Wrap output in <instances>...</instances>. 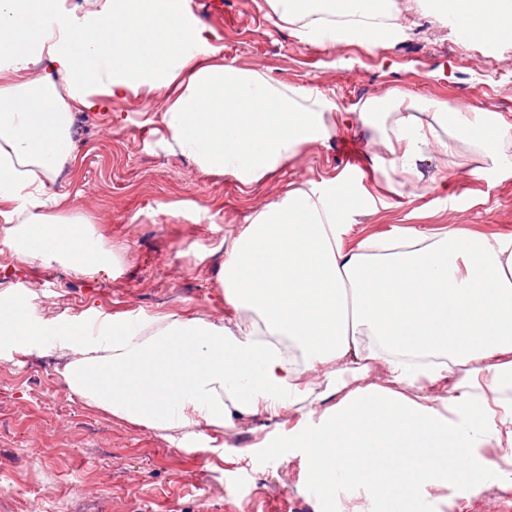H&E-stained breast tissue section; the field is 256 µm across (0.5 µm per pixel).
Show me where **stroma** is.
I'll list each match as a JSON object with an SVG mask.
<instances>
[{
	"mask_svg": "<svg viewBox=\"0 0 512 512\" xmlns=\"http://www.w3.org/2000/svg\"><path fill=\"white\" fill-rule=\"evenodd\" d=\"M193 25L224 48L226 61L280 83L316 89L348 108L401 88L512 122V41L488 52L481 40L453 44L420 0H404L406 34L376 50L301 43L264 0H186ZM155 95L117 99L108 112H78L77 161L54 184L72 205L98 217L96 238L121 250L117 273L82 276L68 260L29 267L0 245V294L27 300L36 315L72 322L98 314L171 312L225 317L219 281L224 239L288 189L339 178L376 200L356 217L349 242L453 224L489 237L512 235V177L479 181L437 155L420 163L416 195L389 170L374 169L372 131L338 126L330 142L308 146L269 179L240 188L171 153L162 132L140 125ZM352 143L361 161L345 165ZM300 416H243L214 449L189 451L156 432L71 397L51 355L0 354V512H356L355 498L310 497L306 463L279 447ZM480 492L454 484L431 492L425 512H512V463L497 448Z\"/></svg>",
	"mask_w": 512,
	"mask_h": 512,
	"instance_id": "35a3bbf8",
	"label": "stroma"
}]
</instances>
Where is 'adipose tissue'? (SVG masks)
Masks as SVG:
<instances>
[{
  "mask_svg": "<svg viewBox=\"0 0 512 512\" xmlns=\"http://www.w3.org/2000/svg\"><path fill=\"white\" fill-rule=\"evenodd\" d=\"M266 2L307 44L374 50L404 35L377 22L381 0H327V17L302 26L308 0ZM446 3L486 45L512 35V0ZM86 4L83 24L54 27L55 0H0V242L25 263L65 257L91 274L110 259L88 236L90 217L48 192L76 161L74 110L158 94L163 108L143 127L161 126L172 151L244 188L331 141L335 103L225 62L183 0ZM355 114L380 132L402 184L431 150L472 178L512 177V124L485 111L396 88L340 119ZM489 125L494 135L482 136ZM372 202L331 179L255 212L224 239L226 319L122 313L85 329L1 300L0 350L53 349L70 394L185 447L234 418L295 410L282 447L302 449L309 481L360 499L358 512H400L450 482L480 489L483 447L512 449V399L486 396L512 386V235L451 226L348 243ZM376 366L385 383L369 382ZM423 380L447 382V396L415 394Z\"/></svg>",
  "mask_w": 512,
  "mask_h": 512,
  "instance_id": "1",
  "label": "adipose tissue"
}]
</instances>
